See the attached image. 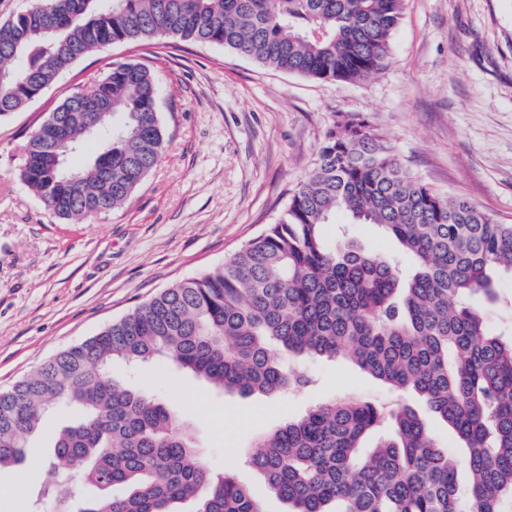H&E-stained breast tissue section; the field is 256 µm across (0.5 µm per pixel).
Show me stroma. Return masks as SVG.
<instances>
[{"instance_id":"35a3bbf8","label":"stroma","mask_w":512,"mask_h":512,"mask_svg":"<svg viewBox=\"0 0 512 512\" xmlns=\"http://www.w3.org/2000/svg\"><path fill=\"white\" fill-rule=\"evenodd\" d=\"M389 55L383 73L348 83L279 72L213 44H116L1 120L0 389L172 282L224 263L275 223L341 112L367 115L399 161L438 193L512 224V0H405ZM115 60L153 71L165 152L124 207L64 224L20 180L21 147L89 73ZM347 223L373 253L398 251L394 239L344 212L326 225L327 238ZM295 366L313 385L275 397L221 394L171 363L117 361L112 370L176 411L211 469L234 475L264 512H287L248 463L260 438L344 396L422 406L417 394H397L342 357ZM31 444L28 462L0 471V512H30L50 436Z\"/></svg>"}]
</instances>
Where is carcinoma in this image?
I'll return each instance as SVG.
<instances>
[{
    "label": "carcinoma",
    "instance_id": "1",
    "mask_svg": "<svg viewBox=\"0 0 512 512\" xmlns=\"http://www.w3.org/2000/svg\"><path fill=\"white\" fill-rule=\"evenodd\" d=\"M0 22V118L23 110L87 54L165 35L224 46L310 79L360 82L389 65L404 0H46ZM61 101L30 133L20 179L59 219L78 224L121 208L158 164L165 135L152 70L115 61ZM101 97L112 112L80 109ZM68 118L77 140L52 159ZM345 211L394 238L412 261L378 256L324 226ZM512 278V224L464 197L437 193L395 158L369 120L344 113L278 221L227 261L173 283L96 335L0 389V470L21 465L47 416L78 412L56 430L35 510L263 512L230 473L199 456L196 437L153 395L112 374V361L158 358L221 392L278 396L309 379L292 359L338 356L456 433V461L423 413L332 400L287 419L250 464L288 512H512V331L493 330L475 303ZM368 460L364 439L384 426ZM464 466L466 481L458 478ZM125 485L116 499L108 490ZM101 494L88 496L84 488Z\"/></svg>",
    "mask_w": 512,
    "mask_h": 512
}]
</instances>
